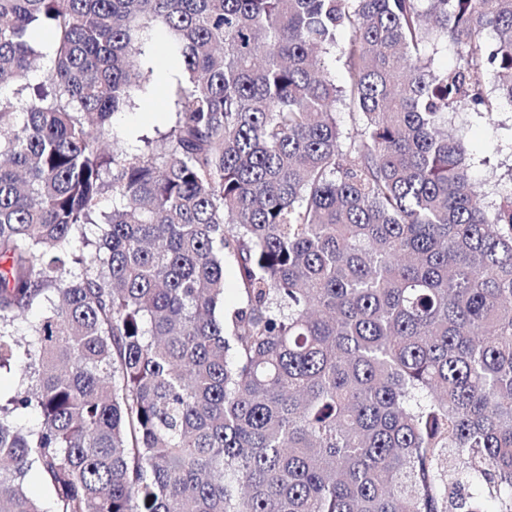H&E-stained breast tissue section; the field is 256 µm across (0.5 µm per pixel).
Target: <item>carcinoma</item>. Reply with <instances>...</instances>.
I'll return each instance as SVG.
<instances>
[{"label": "carcinoma", "instance_id": "carcinoma-1", "mask_svg": "<svg viewBox=\"0 0 512 512\" xmlns=\"http://www.w3.org/2000/svg\"><path fill=\"white\" fill-rule=\"evenodd\" d=\"M156 23L174 124L105 152ZM5 79L0 512H512V190L454 129L512 105V0H0Z\"/></svg>", "mask_w": 512, "mask_h": 512}]
</instances>
